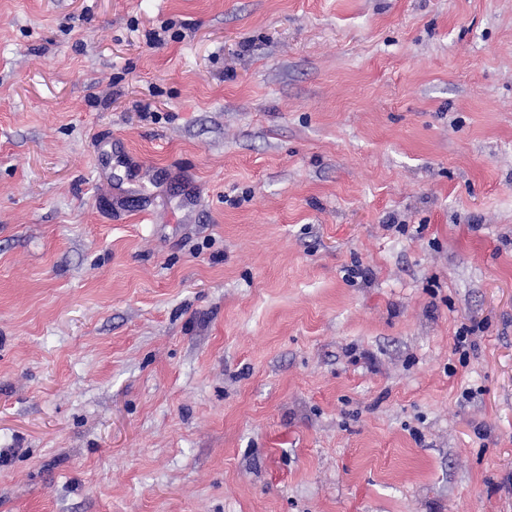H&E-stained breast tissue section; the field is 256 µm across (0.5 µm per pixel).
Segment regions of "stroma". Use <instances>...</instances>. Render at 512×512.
<instances>
[{"instance_id": "35a3bbf8", "label": "stroma", "mask_w": 512, "mask_h": 512, "mask_svg": "<svg viewBox=\"0 0 512 512\" xmlns=\"http://www.w3.org/2000/svg\"><path fill=\"white\" fill-rule=\"evenodd\" d=\"M0 512H512V0H0Z\"/></svg>"}]
</instances>
